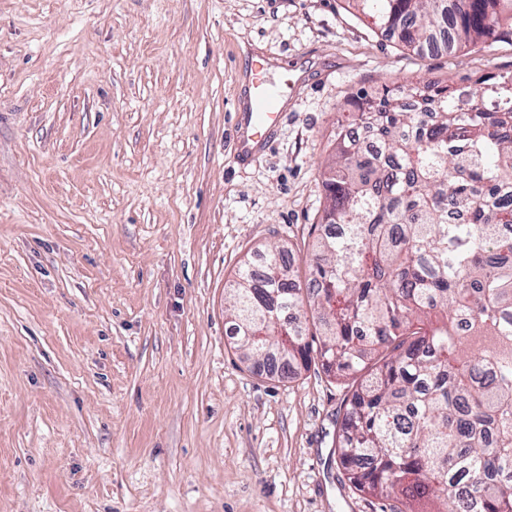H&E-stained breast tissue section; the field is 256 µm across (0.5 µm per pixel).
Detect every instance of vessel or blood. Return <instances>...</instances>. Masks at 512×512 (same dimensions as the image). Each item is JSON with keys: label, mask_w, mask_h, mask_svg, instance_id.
<instances>
[{"label": "vessel or blood", "mask_w": 512, "mask_h": 512, "mask_svg": "<svg viewBox=\"0 0 512 512\" xmlns=\"http://www.w3.org/2000/svg\"><path fill=\"white\" fill-rule=\"evenodd\" d=\"M293 88L290 80L274 83L252 77L250 108L237 119V156L241 162L253 160L278 131L283 117L281 102Z\"/></svg>", "instance_id": "b4317fda"}]
</instances>
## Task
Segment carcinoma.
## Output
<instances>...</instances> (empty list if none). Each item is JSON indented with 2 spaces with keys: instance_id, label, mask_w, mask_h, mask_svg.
<instances>
[{
  "instance_id": "carcinoma-1",
  "label": "carcinoma",
  "mask_w": 512,
  "mask_h": 512,
  "mask_svg": "<svg viewBox=\"0 0 512 512\" xmlns=\"http://www.w3.org/2000/svg\"><path fill=\"white\" fill-rule=\"evenodd\" d=\"M352 2L418 55L512 41V0ZM344 112L308 288L276 247L262 275L242 266L240 348L349 382L336 450L355 490L512 512V72L360 91Z\"/></svg>"
}]
</instances>
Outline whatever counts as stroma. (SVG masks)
<instances>
[{
  "label": "stroma",
  "instance_id": "1",
  "mask_svg": "<svg viewBox=\"0 0 512 512\" xmlns=\"http://www.w3.org/2000/svg\"><path fill=\"white\" fill-rule=\"evenodd\" d=\"M297 86L240 165L249 56ZM512 72L420 56L348 0H0V512H388L334 452L348 392L242 357L224 290L299 283L353 93Z\"/></svg>",
  "mask_w": 512,
  "mask_h": 512
}]
</instances>
